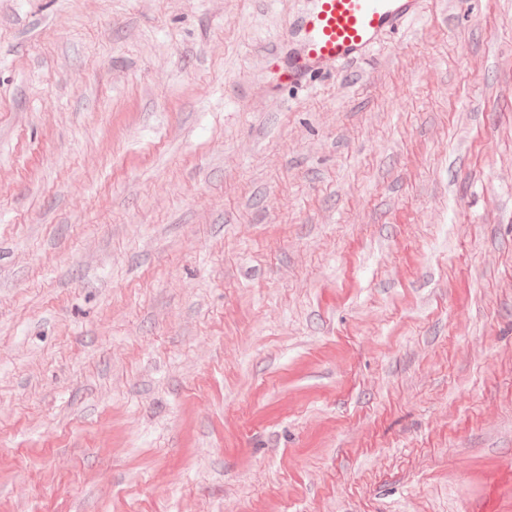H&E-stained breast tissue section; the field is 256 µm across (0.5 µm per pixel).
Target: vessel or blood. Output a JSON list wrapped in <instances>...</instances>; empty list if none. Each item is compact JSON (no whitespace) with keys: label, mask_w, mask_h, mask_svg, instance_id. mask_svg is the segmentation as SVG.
<instances>
[{"label":"vessel or blood","mask_w":512,"mask_h":512,"mask_svg":"<svg viewBox=\"0 0 512 512\" xmlns=\"http://www.w3.org/2000/svg\"><path fill=\"white\" fill-rule=\"evenodd\" d=\"M418 0H313V6L292 25L300 43L287 75L298 79L336 60L367 56L380 36L413 14Z\"/></svg>","instance_id":"b4317fda"}]
</instances>
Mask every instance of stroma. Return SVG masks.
<instances>
[{"label":"stroma","mask_w":512,"mask_h":512,"mask_svg":"<svg viewBox=\"0 0 512 512\" xmlns=\"http://www.w3.org/2000/svg\"><path fill=\"white\" fill-rule=\"evenodd\" d=\"M311 6L0 0V512H512V0ZM312 4L292 24L300 49L288 62L290 80L326 62L367 56L384 32L415 12L418 0H313Z\"/></svg>","instance_id":"1"}]
</instances>
